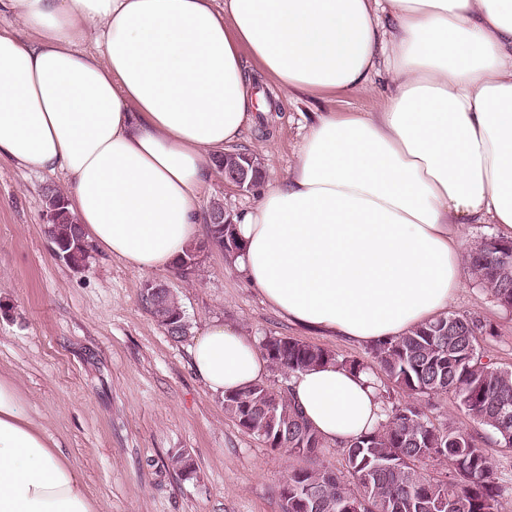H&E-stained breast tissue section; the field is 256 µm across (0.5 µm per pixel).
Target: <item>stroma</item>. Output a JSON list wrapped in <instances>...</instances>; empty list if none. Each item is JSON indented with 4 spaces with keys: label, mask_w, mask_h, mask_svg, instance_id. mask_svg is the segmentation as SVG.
Here are the masks:
<instances>
[{
    "label": "stroma",
    "mask_w": 512,
    "mask_h": 512,
    "mask_svg": "<svg viewBox=\"0 0 512 512\" xmlns=\"http://www.w3.org/2000/svg\"><path fill=\"white\" fill-rule=\"evenodd\" d=\"M385 78L350 94L297 96L277 90L268 127L247 132L267 179L287 175L299 127L318 112H372ZM67 192L63 174L0 162V374L14 378L28 408L81 475L96 512H281L280 489L292 464L224 412L192 369L190 348L213 321L240 327L255 343L287 336L372 364L371 346L319 334L289 322L237 273L223 251L204 247L194 271L146 273L88 246L83 266L59 261L43 218V191ZM255 191L214 173L202 211L253 205ZM177 296L188 333L172 339L144 300L147 283ZM449 313L480 317L495 329L483 346L512 369V312L466 276ZM428 418L472 435L501 488L500 510L512 512V448L476 426L450 394L421 398ZM188 454L193 471L169 464Z\"/></svg>",
    "instance_id": "1"
}]
</instances>
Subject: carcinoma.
<instances>
[{
  "mask_svg": "<svg viewBox=\"0 0 512 512\" xmlns=\"http://www.w3.org/2000/svg\"><path fill=\"white\" fill-rule=\"evenodd\" d=\"M218 170L245 164L264 176L260 159L251 153H224L214 158ZM43 204L47 233L55 246L82 238L68 200L47 188ZM220 205L208 213L209 235L232 257L240 249L234 225L223 224ZM512 240L486 237L466 253L476 281L491 291L501 307L512 310V264L502 255ZM152 313L174 339L187 335L188 325L171 291L160 289L148 299ZM494 335L492 326L471 315H443L403 336L375 341L372 356L387 379L408 396V401L385 412V419L370 432L342 444L347 476L341 478L317 457L325 441L306 423L285 393L262 382L224 394V413L272 448H282L301 460L288 471V502L282 512H349L358 504L366 512H499L500 487L492 477L488 457L473 437L450 426L435 425L415 403L419 397L454 395L458 407L476 424L492 432L496 442L512 448V369L499 366L482 351L483 338ZM261 349L269 363L291 375L333 363L352 371L365 365L357 359L338 358L333 352L285 336H269ZM448 466L435 476L429 463ZM445 508H439V505Z\"/></svg>",
  "mask_w": 512,
  "mask_h": 512,
  "instance_id": "carcinoma-1",
  "label": "carcinoma"
}]
</instances>
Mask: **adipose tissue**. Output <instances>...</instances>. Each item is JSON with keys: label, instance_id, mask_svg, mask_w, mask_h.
Listing matches in <instances>:
<instances>
[{"label": "adipose tissue", "instance_id": "adipose-tissue-1", "mask_svg": "<svg viewBox=\"0 0 512 512\" xmlns=\"http://www.w3.org/2000/svg\"><path fill=\"white\" fill-rule=\"evenodd\" d=\"M1 13L34 37L0 32V161L63 173L85 240L129 267L166 272L197 247L213 158L255 123L251 63L293 93L388 81L376 111L320 113L287 176L232 217L235 268L289 320L356 342L404 335L462 288L461 226L512 238V0H0ZM191 355L219 397L267 369L221 321ZM288 387L328 442L382 419L370 373L329 364ZM0 512H96L8 376Z\"/></svg>", "mask_w": 512, "mask_h": 512}]
</instances>
